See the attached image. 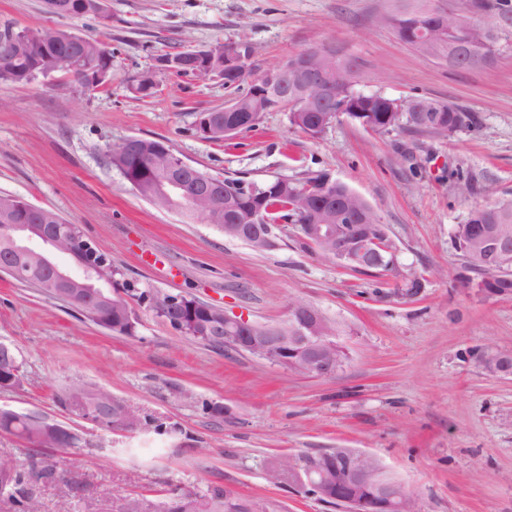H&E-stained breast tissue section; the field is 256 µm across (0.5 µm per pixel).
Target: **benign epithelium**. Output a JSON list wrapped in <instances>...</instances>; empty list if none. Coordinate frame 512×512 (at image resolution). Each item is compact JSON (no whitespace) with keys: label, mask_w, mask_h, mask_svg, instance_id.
I'll return each instance as SVG.
<instances>
[{"label":"benign epithelium","mask_w":512,"mask_h":512,"mask_svg":"<svg viewBox=\"0 0 512 512\" xmlns=\"http://www.w3.org/2000/svg\"><path fill=\"white\" fill-rule=\"evenodd\" d=\"M250 47L246 41H232L224 45V73L237 76L240 81H247L252 87V96L261 100L268 92L277 88H288V84L298 85L309 96L311 111L317 113L314 121L318 128L333 123L342 116L353 118L351 111L342 107L338 110L331 106L337 98L332 72L342 73L353 79L355 67L348 62L347 56L338 48L324 47L307 51L297 57L284 60L258 78H251ZM226 118L224 133L235 135L243 128L253 124V117L248 113L238 112V108L225 106ZM191 172L189 177H178L168 182L163 190L169 197L173 192L188 188L191 196L207 198L211 195V175L193 170V166L185 164ZM250 198V214L242 217L235 210L228 211L224 228L233 232V238L252 246L266 242L271 229L264 223L263 200L255 189L244 192ZM323 210L337 213L340 224H322L319 220L303 226L311 244L325 242L335 251L334 260L340 266H356L364 257L375 251L379 241L369 233L368 221L380 222L376 213L366 216L359 211L340 207L331 202L320 204ZM17 215H3L0 230L13 241L14 253L0 256V272L10 274L14 279L29 277V267L18 260V256H33L47 274L45 285L51 290L77 286L81 292L75 296V303L83 309L102 306L104 300L101 292L91 284L77 281L70 272L56 262L60 254L72 259L73 263L83 268L89 278L104 276V270L112 267L110 258L91 242L78 239V234L71 224H18ZM483 244L481 261L490 273L497 272L502 260L512 257V232L501 227L490 231L481 230L476 233ZM144 302L151 309L167 314L165 322L179 333H184L183 312L187 297L156 291H149ZM200 306L209 313L219 314L221 318L208 326L205 334L224 341V346L236 351L245 352L253 357L264 360L273 366L289 372L296 370L298 363L306 369L302 373L316 377H333L341 365L326 357V350L332 344V337L321 335L322 327L331 324L317 308L304 303L295 302L288 308V321L284 325L267 326L265 328L245 318H232L224 314V309L208 303ZM265 329L260 335L258 331ZM336 462L345 466V472H336V476H344L345 482L370 490V496L363 500L367 512H404L405 501L409 492L397 481L389 478L379 466L370 464L367 456L351 449L342 448L336 451ZM288 475L294 484L306 493L319 498L320 490L328 486L331 475L316 464L304 470L301 466L288 467Z\"/></svg>","instance_id":"obj_1"}]
</instances>
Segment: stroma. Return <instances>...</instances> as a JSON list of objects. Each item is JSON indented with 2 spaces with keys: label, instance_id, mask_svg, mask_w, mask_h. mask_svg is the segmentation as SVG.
Instances as JSON below:
<instances>
[{
  "label": "stroma",
  "instance_id": "1",
  "mask_svg": "<svg viewBox=\"0 0 512 512\" xmlns=\"http://www.w3.org/2000/svg\"><path fill=\"white\" fill-rule=\"evenodd\" d=\"M111 17L47 14L43 0H0V30L34 25L100 35L112 84L86 89L57 74L0 83V194L55 211L104 251L119 285L192 296L229 316L280 324L302 301L335 322L349 360L334 377L301 376L246 353L188 338L140 301L135 336H120L0 272V343L21 361V385L0 407L49 417L79 438L52 448L66 482L32 493L42 512H74L77 498L111 512L125 494L161 497L219 485L254 512H336L267 476L270 460L351 448L377 460L420 512H512V377L485 375L475 358L512 353V296L480 290L455 239L472 206L512 198V22L492 65L450 67L378 24L417 0H104ZM247 38L262 75L305 49L335 45L358 64L356 89L415 96L475 112L477 127L445 138L377 134L340 118L319 136L284 112L264 113L231 140L201 138L200 113L238 92L217 77L155 72L177 42L199 49ZM154 72L152 97L133 86ZM166 142L213 176L258 182L323 172L374 209L397 250V272L358 273L302 247L298 227H273L259 252L202 216L164 210L112 166L128 138ZM476 187L464 197L459 176ZM424 286L409 295L406 284ZM139 411L136 433L101 429L61 407L73 381Z\"/></svg>",
  "mask_w": 512,
  "mask_h": 512
}]
</instances>
